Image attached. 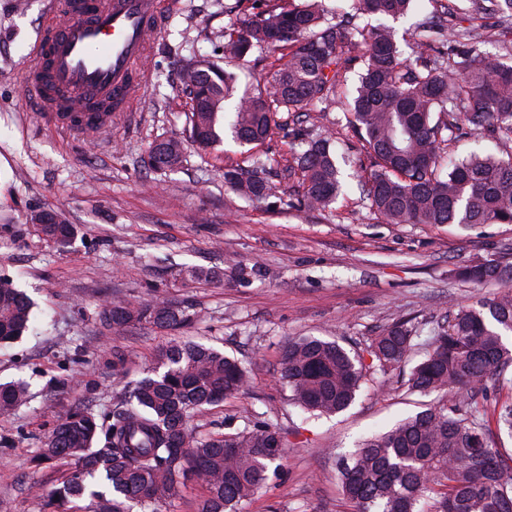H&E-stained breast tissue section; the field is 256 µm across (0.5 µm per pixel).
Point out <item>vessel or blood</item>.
I'll list each match as a JSON object with an SVG mask.
<instances>
[{
	"mask_svg": "<svg viewBox=\"0 0 512 512\" xmlns=\"http://www.w3.org/2000/svg\"><path fill=\"white\" fill-rule=\"evenodd\" d=\"M160 0H48L22 82L51 124L106 129L141 95Z\"/></svg>",
	"mask_w": 512,
	"mask_h": 512,
	"instance_id": "1",
	"label": "vessel or blood"
}]
</instances>
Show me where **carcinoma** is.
I'll list each match as a JSON object with an SVG mask.
<instances>
[{"mask_svg": "<svg viewBox=\"0 0 512 512\" xmlns=\"http://www.w3.org/2000/svg\"><path fill=\"white\" fill-rule=\"evenodd\" d=\"M451 18L432 27L429 40L405 32L400 50L397 21L414 12L417 0H350L348 18H327L319 0L268 9L224 33L223 57L243 59L255 47L271 58L268 74L237 97L236 76L215 61L192 60L183 68L178 93L191 102V141L201 149L222 141L229 130L241 146L260 145L280 131L290 139L288 164L266 154H248L224 171L239 197L270 196L269 177L298 178L288 206L326 210L343 193L341 163L333 133L304 124L311 112L336 102L343 73L363 63L349 93L347 111L370 160L360 181L376 217L389 224H512V156L448 155L449 145L468 137L512 143V62L480 50L482 33L512 47V0H470L457 15L451 3L431 0ZM374 19L371 26L350 21ZM237 99L233 121L224 123V103ZM183 142L166 139L154 170L172 169ZM30 223L45 240L67 246L76 228L52 210L37 211ZM229 276L256 274L239 261ZM458 279L495 285L500 294L459 309L448 326L434 331L430 349L402 386L410 394L439 401L366 440L337 461L343 497L354 512H512V456L505 459L488 438V393L512 366V262L465 265ZM33 305L8 278L0 277V344L29 329ZM190 316L159 300L119 302L100 313L104 327L147 323L179 330ZM416 328L396 321L362 353L336 341L300 337L288 341L280 380L290 401L312 415H333L352 403L366 376L399 367L415 346ZM249 372L223 351L173 341L158 355L157 368L134 385L129 400L110 415L75 410L53 426L41 455L75 461L48 495L49 512H165L192 482L202 495L197 512H239L262 490L285 448L280 429L264 423L220 437L198 439L193 413L245 393ZM23 384L0 383V415L27 403Z\"/></svg>", "mask_w": 512, "mask_h": 512, "instance_id": "cac0c4a2", "label": "carcinoma"}]
</instances>
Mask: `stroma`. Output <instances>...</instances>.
<instances>
[{
  "label": "stroma",
  "instance_id": "35a3bbf8",
  "mask_svg": "<svg viewBox=\"0 0 512 512\" xmlns=\"http://www.w3.org/2000/svg\"><path fill=\"white\" fill-rule=\"evenodd\" d=\"M46 3L0 0V275L34 303L31 329L0 344V382L29 389L25 405L0 415V512H48L43 494L64 470L35 462L50 429L77 409L104 415L119 407L174 339L221 349L250 373L247 392L195 413L198 436L258 422L281 430L287 459L240 512H351L337 458L437 403L401 384L422 354L368 375L345 411L314 418L290 405L279 381L284 346L314 336L362 349L399 319L428 341L459 306L493 297L495 287L461 284L453 273L512 249V224L465 229L376 218L359 185V144L338 104L327 119L352 164L346 193L331 209L288 208L279 187L257 203L228 191L224 167L241 161L240 147L229 139L205 151L190 144V101L172 82L185 59L215 58L231 23L288 0H161L166 24L130 111L96 135L46 125L20 84ZM168 138L185 140L181 163L150 169V145ZM50 208L78 230L66 247L45 241L29 221ZM230 255L257 276L182 275L223 269ZM157 298L193 320L173 333L149 324L118 332L99 322L113 302Z\"/></svg>",
  "mask_w": 512,
  "mask_h": 512
}]
</instances>
